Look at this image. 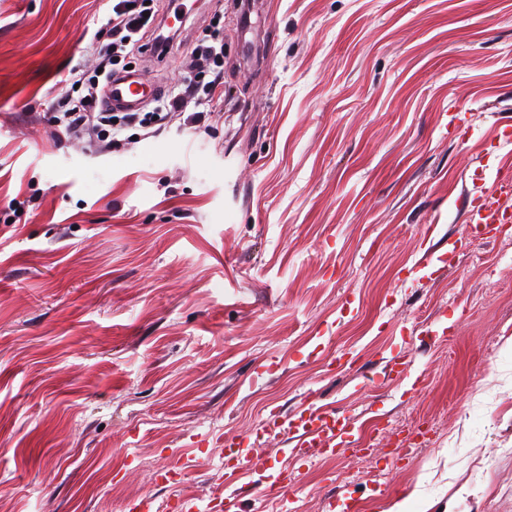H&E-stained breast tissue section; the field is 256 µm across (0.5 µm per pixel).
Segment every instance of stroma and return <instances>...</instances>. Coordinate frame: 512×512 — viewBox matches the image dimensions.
<instances>
[{
    "label": "stroma",
    "mask_w": 512,
    "mask_h": 512,
    "mask_svg": "<svg viewBox=\"0 0 512 512\" xmlns=\"http://www.w3.org/2000/svg\"><path fill=\"white\" fill-rule=\"evenodd\" d=\"M192 8L171 54L128 60L169 88L220 22L208 128L108 152L48 118L110 0H0V512H211L228 433L266 461L239 512H512V227L466 228L512 152V0ZM394 352L421 386L385 376ZM308 402L354 415L360 453L262 436Z\"/></svg>",
    "instance_id": "35a3bbf8"
}]
</instances>
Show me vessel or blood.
Masks as SVG:
<instances>
[{"mask_svg":"<svg viewBox=\"0 0 512 512\" xmlns=\"http://www.w3.org/2000/svg\"><path fill=\"white\" fill-rule=\"evenodd\" d=\"M158 91V85L147 76L135 74L114 83L110 101L114 109L135 110L147 104ZM512 190V163L503 162L491 187L485 189L478 203L467 213L469 227L490 224H511L512 209L500 201L501 194ZM267 432L283 436L290 456L312 462L333 456L355 443L352 415L306 403L290 413L271 411L266 422ZM265 464L254 454L249 440L236 436L224 439V484L233 486L244 470H261Z\"/></svg>","mask_w":512,"mask_h":512,"instance_id":"b4317fda","label":"vessel or blood"}]
</instances>
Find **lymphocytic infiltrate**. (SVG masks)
Returning <instances> with one entry per match:
<instances>
[{"label": "lymphocytic infiltrate", "instance_id": "1", "mask_svg": "<svg viewBox=\"0 0 512 512\" xmlns=\"http://www.w3.org/2000/svg\"><path fill=\"white\" fill-rule=\"evenodd\" d=\"M107 24L110 41L92 47V66L80 63L67 72L81 93L58 104L50 119L54 138L85 139L106 150L123 146L122 135L132 127L148 139L175 122L193 128L208 120L207 112H193L189 106L224 93L223 30L214 29L209 43L193 47L182 82L157 97L151 111L117 114L100 108L98 98L100 84L111 79L114 67L129 51L146 46L169 54L180 38L164 31L155 0H114Z\"/></svg>", "mask_w": 512, "mask_h": 512}]
</instances>
